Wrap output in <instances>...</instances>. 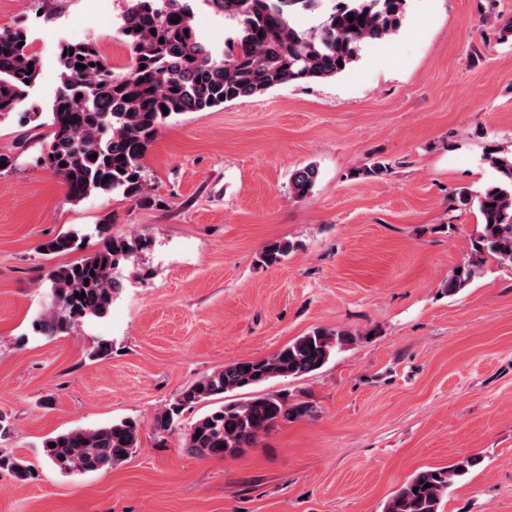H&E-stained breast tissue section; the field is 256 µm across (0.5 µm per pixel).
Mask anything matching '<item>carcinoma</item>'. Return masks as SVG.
Wrapping results in <instances>:
<instances>
[{"instance_id": "carcinoma-1", "label": "carcinoma", "mask_w": 512, "mask_h": 512, "mask_svg": "<svg viewBox=\"0 0 512 512\" xmlns=\"http://www.w3.org/2000/svg\"><path fill=\"white\" fill-rule=\"evenodd\" d=\"M323 2L127 0L118 28L129 51L124 71H116L90 43L63 45L58 53L60 83L46 114L26 107L29 90L41 76L39 57L25 44L22 32H3L0 119L21 112L33 129L50 128L41 163L61 178L70 201L110 193L145 201L143 160L161 126L185 112H205L282 85L341 75L356 62L364 45L399 29L405 6V0H331L327 8ZM199 3L223 18L231 31L224 48L217 49L198 35ZM297 13L316 15L314 23L306 28L294 25L291 17ZM177 17L180 21L173 22ZM70 50L74 54H68ZM79 64L83 68H77ZM485 160L495 172L494 182L480 191L459 192L462 204L476 206L482 232L475 258L457 265L461 273L451 271L441 285L448 295L483 274L486 254L512 264V151L490 152ZM318 176L313 163L293 170L289 191L297 198L310 196ZM82 241L79 233L68 231L40 248L48 254L72 252ZM148 246L145 237L114 236L79 260L49 269L45 278L54 304L33 321L34 332L53 339L85 317L106 316L122 288L117 272L121 261ZM292 248L288 241L273 243L263 261L280 263ZM82 292L86 297H75ZM355 341L346 330L316 328L269 357L227 363L182 390L154 416L152 429L159 436L172 432L185 410L212 402L214 406L185 431V448L201 458L236 456L256 447L261 435L278 424L308 417L314 410L307 402L290 404L279 394L227 402L225 394L273 378L313 374L336 351ZM139 439L138 425L121 420L94 430L60 433L44 441L43 452L64 474L94 473L125 461L139 447ZM478 463L476 457H465L445 468L414 473L394 491L383 512H439L448 490ZM0 469L21 482L34 478L33 469L18 459L0 457Z\"/></svg>"}]
</instances>
